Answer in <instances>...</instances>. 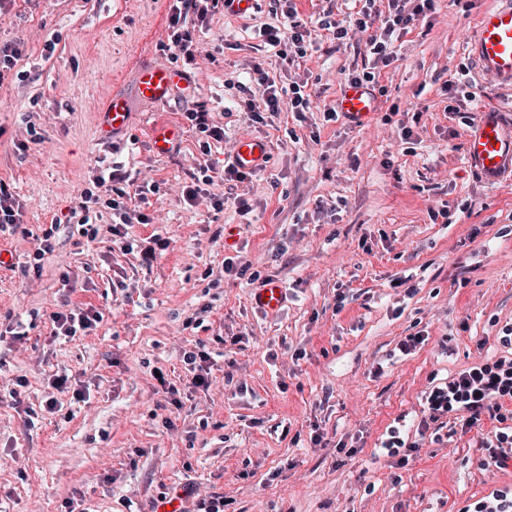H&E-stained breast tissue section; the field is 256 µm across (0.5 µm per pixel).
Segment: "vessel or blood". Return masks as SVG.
Returning <instances> with one entry per match:
<instances>
[{
  "instance_id": "obj_1",
  "label": "vessel or blood",
  "mask_w": 512,
  "mask_h": 512,
  "mask_svg": "<svg viewBox=\"0 0 512 512\" xmlns=\"http://www.w3.org/2000/svg\"><path fill=\"white\" fill-rule=\"evenodd\" d=\"M466 50L481 84L512 89V0H495L479 14ZM180 82L178 72L164 66L142 61L134 69L136 94L154 102L167 101ZM336 108L352 123L365 124L377 110L376 95L366 85L350 84L342 89ZM129 124L127 97L122 90H113L98 114V134L104 140L114 139L125 135ZM466 149L469 163L485 181L512 174V122L505 121L500 110H485L467 137ZM267 158L266 142L245 135L235 145L232 162L248 173L262 167Z\"/></svg>"
}]
</instances>
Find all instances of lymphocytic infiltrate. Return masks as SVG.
<instances>
[{
    "instance_id": "obj_1",
    "label": "lymphocytic infiltrate",
    "mask_w": 512,
    "mask_h": 512,
    "mask_svg": "<svg viewBox=\"0 0 512 512\" xmlns=\"http://www.w3.org/2000/svg\"><path fill=\"white\" fill-rule=\"evenodd\" d=\"M220 0H170L167 12V48L174 58L184 60L186 65H195L204 52L202 35L214 16ZM363 6L353 26L323 16L314 26H307L297 18L294 7H287L282 18L275 24H264L256 28L254 35L264 47L274 50L282 62L291 63L307 57L315 51L313 29L328 32L337 45L346 44L354 34H366L364 55L366 64L361 73L353 75L355 83L377 85L378 68L396 60L395 44L406 34L414 21L432 10L435 0H388L387 12L377 11L376 0H362ZM250 80L254 90L248 91L244 107L251 122L264 123L266 115H277L289 109L296 117L311 111L312 99L304 85L296 82L283 86L262 63H252ZM189 182L183 190L184 201L192 207L205 206L216 211L223 210V197L211 194L215 181L214 171L205 164H197L188 174ZM157 182L138 181L124 165L117 162L98 163L91 185L81 194L79 223L89 240L99 234L98 222L103 213H110L109 230L112 239L118 242L123 252H139L143 264H151L156 252L166 249V240H157L155 246L137 249L135 239L129 237L126 228L132 224L149 223L147 214L132 208V198H146L158 192ZM54 336L72 338L87 334L101 320L99 312L81 306H72L52 312ZM512 400V357H503L493 363H478L462 370L444 385L433 388L425 397L426 417L418 427V435H425L431 424L439 422L448 414L462 416L465 425H473L482 415L499 417L504 399Z\"/></svg>"
}]
</instances>
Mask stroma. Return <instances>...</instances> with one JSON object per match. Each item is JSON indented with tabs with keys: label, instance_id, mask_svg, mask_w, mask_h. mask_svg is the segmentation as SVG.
I'll use <instances>...</instances> for the list:
<instances>
[{
	"label": "stroma",
	"instance_id": "1",
	"mask_svg": "<svg viewBox=\"0 0 512 512\" xmlns=\"http://www.w3.org/2000/svg\"><path fill=\"white\" fill-rule=\"evenodd\" d=\"M277 2L217 11L206 58L165 103L135 97L132 76L143 60L183 68L162 46L168 0H8L0 11V42L24 40L18 67L29 74L0 82V181L24 205L20 227L0 233V327L25 331L0 340V512H154L176 490L184 512L217 496L224 512H462L512 486V467L484 466L481 446L511 417L467 429L452 419L419 450H375L398 418H422L442 379L512 352L500 342L512 327V179L487 183L465 152L483 110L512 106V91L470 72L475 100L443 91L492 0H437L382 70L376 116L361 127L320 111L362 68L356 39H321L282 66L284 82L312 95L304 121L250 123L234 84L246 64L268 61L253 31ZM117 86L131 123L103 141L98 108ZM200 103L225 131L206 157L184 118ZM167 125L179 153H152V129ZM243 134L267 141V166L241 183L216 179L223 211L190 208L189 171L203 157L223 171ZM102 158L160 185L141 204L150 223L128 229L168 239L151 266L70 220ZM48 228L54 250L32 262ZM237 255L250 275L212 284L207 270ZM268 281L285 291L275 313L252 303ZM66 303L103 320L55 338L50 315ZM415 335L422 344L401 354ZM199 341L215 356L206 390L181 362ZM62 366L89 399L51 387ZM52 397L60 409L45 412Z\"/></svg>",
	"mask_w": 512,
	"mask_h": 512
}]
</instances>
